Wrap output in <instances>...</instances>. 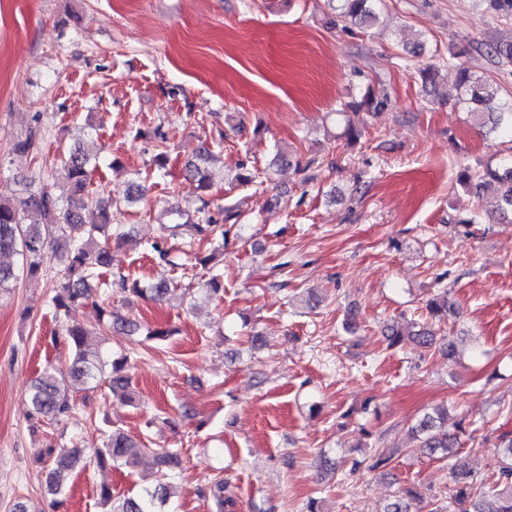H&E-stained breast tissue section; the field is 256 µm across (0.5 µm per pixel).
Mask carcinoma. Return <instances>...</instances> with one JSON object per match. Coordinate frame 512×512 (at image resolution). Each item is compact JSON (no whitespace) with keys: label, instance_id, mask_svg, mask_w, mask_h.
<instances>
[{"label":"carcinoma","instance_id":"carcinoma-1","mask_svg":"<svg viewBox=\"0 0 512 512\" xmlns=\"http://www.w3.org/2000/svg\"><path fill=\"white\" fill-rule=\"evenodd\" d=\"M332 10L329 24L364 28L377 17L380 0H326ZM486 11H492L502 18L512 17V0H478ZM443 64L431 63L419 69L422 85L433 86L440 76ZM448 99L467 109L475 123L484 126L482 118L491 123L489 132L512 142V100L502 98L497 84L483 80L468 68H460L453 91ZM390 98L383 89L366 87L357 100L341 104L336 114L345 118L341 137L346 146L352 148L362 137L349 117L363 110L374 113L389 105ZM209 151H204L194 161L185 164L186 177L195 182L201 192L208 191L213 184V173L207 167ZM65 178L60 190L55 192L43 185L33 189V184L24 185L21 195H0V255L21 257L20 266L0 265V290L20 275L35 277L42 272L44 259L49 246H54L65 257L61 278L51 298L56 315L66 317L72 307L83 303L92 295L91 282L99 277V271L107 268L111 261L112 237L121 235V225L113 223L114 211L119 205L110 199L96 200L97 214L92 222L84 220L80 203L89 195V187L96 163L81 144H76L60 154ZM457 181L467 189L482 186L489 181L500 184V205L503 211L512 212V155L503 157L498 166L487 165L481 169L464 168ZM200 205L193 210H184L178 205L169 208L173 216L172 230H182L195 236L212 233L224 224L238 217L230 207L210 208L204 197H198ZM110 291L126 296L162 302L177 298L176 289L166 283L142 285L135 281L128 283L122 278L106 283ZM452 303L447 289L443 288L427 303L432 317L440 322L448 320ZM117 321L112 319V310L97 307L95 323L85 325L64 322L62 331L71 349V358L64 367L50 365L35 378L26 390L32 414L38 422L45 420L60 422L74 409L70 398V387H81L94 391L106 385L112 392L129 387L130 377L126 372L128 357L112 358L102 346L90 347L89 339L101 336L104 327H112ZM383 336L388 347L395 348L411 342L420 348H430L440 344L448 358L456 353L453 337L437 336L429 325L420 326L407 334L394 324L384 327ZM466 433L462 425H455V431L448 430V409L436 407L424 414L415 427L411 428V448L429 456L454 457L456 463L451 469L452 498L460 505L459 512H512V435H502L500 466L495 476L479 479L458 459L462 441ZM145 444L133 439L119 429L106 432L102 446L84 450L82 448H47L46 455L53 459L46 477V492L56 498L65 493L70 473L80 465L93 463L99 469L114 466H131L138 462L144 453ZM158 464L164 473L161 479L134 497L123 499L114 496L112 486L102 484L98 497L107 512H165V506L172 495V485L168 472L178 467L175 453L162 450L156 453ZM393 452L376 447L368 456L350 461L349 474L363 470L382 471L389 467ZM210 494L219 510L232 509L235 501L224 497V479L214 480ZM437 495L423 497L414 485L403 488L385 507L383 512H440L436 506Z\"/></svg>","mask_w":512,"mask_h":512}]
</instances>
